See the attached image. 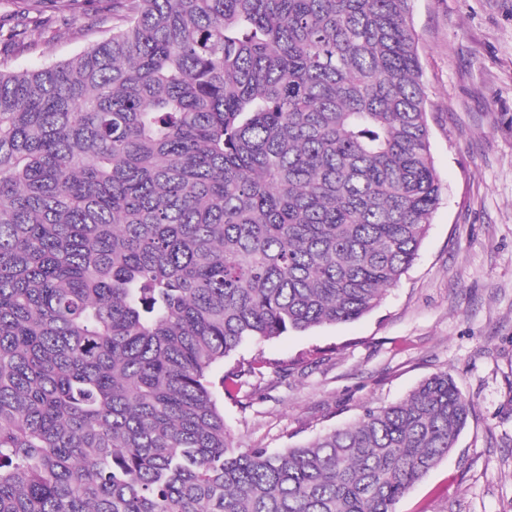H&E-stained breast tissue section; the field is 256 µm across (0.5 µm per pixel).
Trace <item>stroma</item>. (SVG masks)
<instances>
[{"label": "stroma", "instance_id": "1", "mask_svg": "<svg viewBox=\"0 0 512 512\" xmlns=\"http://www.w3.org/2000/svg\"><path fill=\"white\" fill-rule=\"evenodd\" d=\"M104 0L65 25L51 0L42 41L13 55L35 69L108 36ZM412 28L430 101L431 152L443 185L418 256L380 306L347 324L244 345L225 366L263 354L289 374L254 379L225 404L240 448H289L450 374L473 403L455 448L396 512H512V0H413Z\"/></svg>", "mask_w": 512, "mask_h": 512}]
</instances>
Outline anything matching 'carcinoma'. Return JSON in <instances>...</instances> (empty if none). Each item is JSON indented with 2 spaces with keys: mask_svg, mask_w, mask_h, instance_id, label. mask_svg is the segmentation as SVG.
<instances>
[{
  "mask_svg": "<svg viewBox=\"0 0 512 512\" xmlns=\"http://www.w3.org/2000/svg\"><path fill=\"white\" fill-rule=\"evenodd\" d=\"M411 2L112 0L70 59L0 61V512H396L455 448L446 372L243 450L222 400L289 367L218 371L416 259L442 184Z\"/></svg>",
  "mask_w": 512,
  "mask_h": 512,
  "instance_id": "obj_1",
  "label": "carcinoma"
}]
</instances>
